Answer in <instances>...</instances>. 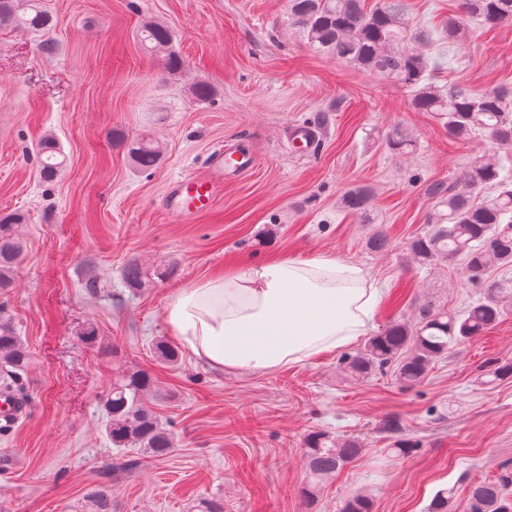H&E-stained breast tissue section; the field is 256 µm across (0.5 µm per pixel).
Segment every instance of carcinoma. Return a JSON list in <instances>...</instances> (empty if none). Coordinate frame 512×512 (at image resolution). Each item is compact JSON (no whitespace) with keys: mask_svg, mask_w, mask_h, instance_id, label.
Wrapping results in <instances>:
<instances>
[{"mask_svg":"<svg viewBox=\"0 0 512 512\" xmlns=\"http://www.w3.org/2000/svg\"><path fill=\"white\" fill-rule=\"evenodd\" d=\"M459 15L444 23L448 39L456 40L464 21L476 19L495 28L512 23V0H459ZM406 0H288V25L299 31L316 52L336 57L407 90L414 107L436 112L455 139L481 134L498 147L512 146V90H473L450 83L442 89L434 83L431 58L408 48L411 42L429 40L427 32L406 21ZM51 13L41 0H0V27L21 25L41 36L39 48L52 53L48 37L53 27ZM145 48L161 58L163 71L171 74L185 66L174 47L170 28L147 22L139 30ZM386 148L397 155L414 152L416 140L396 127L385 138ZM40 175L46 181L58 177L64 166L62 152L52 137L38 144ZM161 146L148 135L133 141L129 149L136 167L150 169L161 157ZM431 200L427 232L410 241L407 250L416 264L436 266L461 262L466 278L480 283L494 270L512 269V174L505 172L502 156L485 152L477 157L454 183L431 181L425 186ZM347 211L367 216L372 207L371 190L357 187L342 198ZM26 249L25 217L18 212L0 213V290L12 287ZM176 267L160 265L145 270L129 262L123 268L132 288L174 276ZM512 311V277L488 284L486 295L450 314L431 305L418 309L415 325L393 323L370 337L359 351L344 358L346 371L365 378L395 365L400 379L420 383L431 365L448 349L495 326ZM30 356L13 320L0 310V394H16ZM154 381L145 370L118 368L101 398L106 432L116 448H138L152 457H165L175 447L174 434L149 407L147 396ZM307 482L304 497L314 500L320 481L343 469L359 454L360 442L314 432L306 440ZM512 471L504 470L496 480L472 486L463 512H512ZM84 512H112V497L105 489L92 491Z\"/></svg>","mask_w":512,"mask_h":512,"instance_id":"1","label":"carcinoma"}]
</instances>
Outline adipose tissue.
<instances>
[{
  "label": "adipose tissue",
  "instance_id": "adipose-tissue-1",
  "mask_svg": "<svg viewBox=\"0 0 512 512\" xmlns=\"http://www.w3.org/2000/svg\"><path fill=\"white\" fill-rule=\"evenodd\" d=\"M383 297L368 271L334 254H280L182 289L164 317L172 335L205 366L268 373L366 335Z\"/></svg>",
  "mask_w": 512,
  "mask_h": 512
}]
</instances>
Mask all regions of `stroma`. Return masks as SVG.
Returning a JSON list of instances; mask_svg holds the SVG:
<instances>
[{
  "label": "stroma",
  "instance_id": "obj_1",
  "mask_svg": "<svg viewBox=\"0 0 512 512\" xmlns=\"http://www.w3.org/2000/svg\"><path fill=\"white\" fill-rule=\"evenodd\" d=\"M55 18L54 54L27 30L0 29V210L25 215L27 250L13 288L0 291L31 357L21 398L26 412L0 432V512H78L97 487L114 512H192L223 498L224 512H342L367 496L371 512H428L437 491L461 512L473 485L512 464V379L486 383L488 364L512 360V314L449 349L424 380L395 369L356 381L344 352L264 374L218 372L181 349L156 361L155 341H172L164 319L180 289L230 266L276 253H332L368 269L384 302L374 321H415L431 302L451 310L478 300L458 264L417 267L404 245L426 229L427 182L456 181L488 148L481 136L449 138L435 113L415 109L403 87L312 50L289 27L287 0H44ZM410 26L432 34L415 44L441 70L439 86L512 87V25H468L445 44L440 29L456 0H407ZM174 33L184 68L164 77L137 34L145 20ZM210 98L194 96L196 84ZM318 127L311 147L292 150L295 126ZM403 125L417 141L390 153L387 131ZM150 132L163 147L154 169H137L129 146ZM56 138L66 165L39 177L37 145ZM242 142L255 156L228 178L213 208L190 222L171 217V183L207 168L210 155ZM374 191L370 220L392 239L370 249L367 227L341 205L349 188ZM169 263L173 279L129 288V260ZM95 324L116 350L106 359L83 342ZM148 370L150 398L177 441L161 460L113 447L99 399L113 362ZM401 419L415 450L396 455L385 429ZM314 431L358 437L361 455L306 501L304 440ZM136 458L134 470L125 462Z\"/></svg>",
  "mask_w": 512,
  "mask_h": 512
}]
</instances>
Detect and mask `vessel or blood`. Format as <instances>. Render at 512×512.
<instances>
[{
    "label": "vessel or blood",
    "mask_w": 512,
    "mask_h": 512,
    "mask_svg": "<svg viewBox=\"0 0 512 512\" xmlns=\"http://www.w3.org/2000/svg\"><path fill=\"white\" fill-rule=\"evenodd\" d=\"M252 167L250 156L235 145L225 146L213 154L205 173L192 174L172 182L165 199L170 214L190 221L209 209L224 189V178Z\"/></svg>",
    "instance_id": "b4317fda"
}]
</instances>
